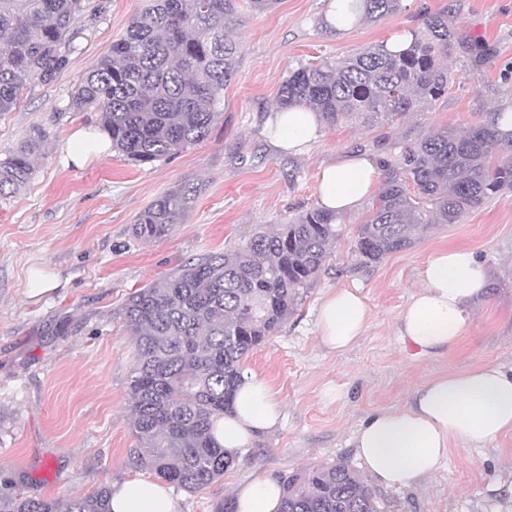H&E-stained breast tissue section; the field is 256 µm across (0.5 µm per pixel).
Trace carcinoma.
Masks as SVG:
<instances>
[{"label": "carcinoma", "instance_id": "cac0c4a2", "mask_svg": "<svg viewBox=\"0 0 512 512\" xmlns=\"http://www.w3.org/2000/svg\"><path fill=\"white\" fill-rule=\"evenodd\" d=\"M402 0H353L359 19L397 13ZM277 0H147L112 41L110 52L85 72L70 108L97 112L117 149L134 164L173 157L206 139L224 111L238 42L227 32L243 8L260 14ZM104 0H0V115L12 111L36 83L64 70ZM459 50L473 67L493 53L465 43L448 13L424 17L401 54L385 43L344 60L300 64L279 91L287 108L306 106L330 125L356 115L392 120L448 88L442 59ZM44 132H29L0 159V197L31 179ZM512 141L495 119L463 135L429 132L383 159L386 187L360 225L355 252L377 263L413 243L412 232L456 224L470 210L512 190ZM186 186L144 209L132 227L144 241L167 236L195 203ZM341 216L312 207L273 232H255L238 248L178 265L126 299L120 315L133 337L130 415L137 447L131 464L188 492L224 476L234 458L212 434L242 382L249 354L275 335L321 272L340 237ZM280 512H389L390 505L348 464L335 463L282 481ZM111 492L51 500L0 492V512H110Z\"/></svg>", "mask_w": 512, "mask_h": 512}]
</instances>
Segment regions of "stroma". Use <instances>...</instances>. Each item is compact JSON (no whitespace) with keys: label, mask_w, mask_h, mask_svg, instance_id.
Here are the masks:
<instances>
[{"label":"stroma","mask_w":512,"mask_h":512,"mask_svg":"<svg viewBox=\"0 0 512 512\" xmlns=\"http://www.w3.org/2000/svg\"><path fill=\"white\" fill-rule=\"evenodd\" d=\"M329 0H280L244 13L236 74L224 112L204 141L151 164L118 150L64 160L74 132L100 134L97 113L71 109L82 75L126 29L144 0H108L78 39L68 67L27 90L0 116V157L32 128L46 133L28 184L0 199V476L10 492L45 498L92 495L135 473L129 385L134 346L119 310L127 296L178 264L237 248L257 228L273 231L317 206L319 167L353 151L393 158L433 129L463 133L512 106V0H403L401 10L336 32ZM447 11L458 32L493 45L480 68L449 53L447 91L389 122L351 116L322 125L304 153L277 149L268 133L279 89L297 63L343 60L393 34L421 29ZM179 185L198 187L191 211L162 239L139 241L137 216ZM362 204L342 216V235L319 277L280 330L245 360L282 405L281 424L239 453L223 478L189 493L179 512H216L235 485L265 472L279 478L339 461L360 468L353 433L370 414L408 406L416 388L485 364L512 367V192L456 224L415 232L408 249L364 264L354 252ZM464 246L486 263L490 287L451 350L419 358L398 334L399 315L429 258ZM52 291L30 296L42 276ZM361 288L369 327L337 352L318 337L315 315L332 289ZM392 512H512V435L480 449L452 437L440 470L408 487H381Z\"/></svg>","instance_id":"1"}]
</instances>
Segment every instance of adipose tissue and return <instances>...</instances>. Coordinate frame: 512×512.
Returning a JSON list of instances; mask_svg holds the SVG:
<instances>
[{"instance_id": "1", "label": "adipose tissue", "mask_w": 512, "mask_h": 512, "mask_svg": "<svg viewBox=\"0 0 512 512\" xmlns=\"http://www.w3.org/2000/svg\"><path fill=\"white\" fill-rule=\"evenodd\" d=\"M271 138L282 151L298 154L320 134L315 112L301 106L277 110ZM380 165L355 152L324 164L319 205L344 214L376 194ZM487 286V271L464 247L437 251L426 263L422 284L400 316L398 334L423 358L453 348L473 319L470 302ZM368 307L356 288L327 294L317 314L318 336L330 349L351 347L366 330ZM281 407L269 385L244 375L230 409L214 425L226 453L237 454L272 429ZM512 434V370L486 365L435 377L419 388L401 410L379 411L356 429L353 444L366 472L384 486H408L435 473L448 457L449 440L459 436L479 447ZM238 512H279L282 489L275 478L258 475L237 485ZM111 512H178L161 481L136 476L112 490Z\"/></svg>"}]
</instances>
